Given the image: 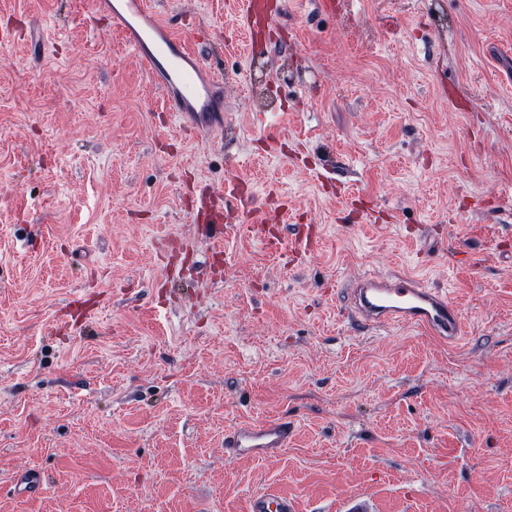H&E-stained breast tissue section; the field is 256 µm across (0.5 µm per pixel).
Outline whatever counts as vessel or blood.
I'll return each mask as SVG.
<instances>
[{"mask_svg":"<svg viewBox=\"0 0 512 512\" xmlns=\"http://www.w3.org/2000/svg\"><path fill=\"white\" fill-rule=\"evenodd\" d=\"M95 11L123 33L126 45L162 91L175 118L190 119L199 129L215 125L216 114L224 110L223 82L213 76L170 17L150 7L147 0H96ZM348 293V315L362 329L417 327L446 342L463 335L460 312L447 293L414 276L369 272L351 283ZM294 431L293 422L283 418L235 425L224 435L225 457H275L287 448ZM248 512H295V507L286 497L257 492L249 501Z\"/></svg>","mask_w":512,"mask_h":512,"instance_id":"obj_1","label":"vessel or blood"}]
</instances>
